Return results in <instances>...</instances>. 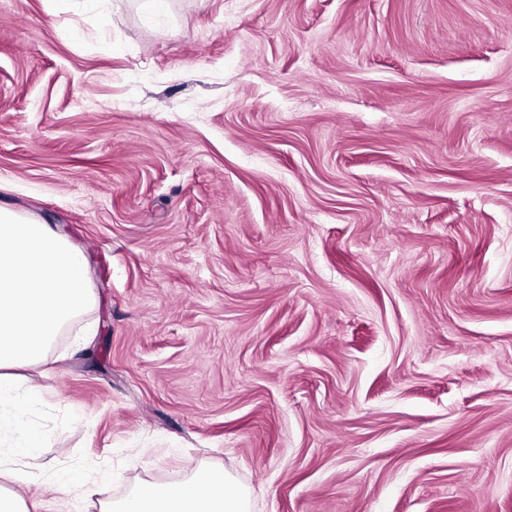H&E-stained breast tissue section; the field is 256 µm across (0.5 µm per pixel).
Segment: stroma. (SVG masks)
Listing matches in <instances>:
<instances>
[{"mask_svg":"<svg viewBox=\"0 0 512 512\" xmlns=\"http://www.w3.org/2000/svg\"><path fill=\"white\" fill-rule=\"evenodd\" d=\"M0 202L93 294L39 512H512V0H0ZM229 477L201 468L168 485L146 484L129 497L106 503L102 512H249L248 491L228 492Z\"/></svg>","mask_w":512,"mask_h":512,"instance_id":"35a3bbf8","label":"stroma"}]
</instances>
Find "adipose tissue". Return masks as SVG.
<instances>
[{
  "instance_id": "1",
  "label": "adipose tissue",
  "mask_w": 512,
  "mask_h": 512,
  "mask_svg": "<svg viewBox=\"0 0 512 512\" xmlns=\"http://www.w3.org/2000/svg\"><path fill=\"white\" fill-rule=\"evenodd\" d=\"M86 260L67 234L0 204V512H30L28 463L39 439L27 409L36 388L19 389L12 370L41 360L61 328L90 302ZM223 472L201 468L168 485L146 484L102 512H250L248 491H228Z\"/></svg>"
}]
</instances>
